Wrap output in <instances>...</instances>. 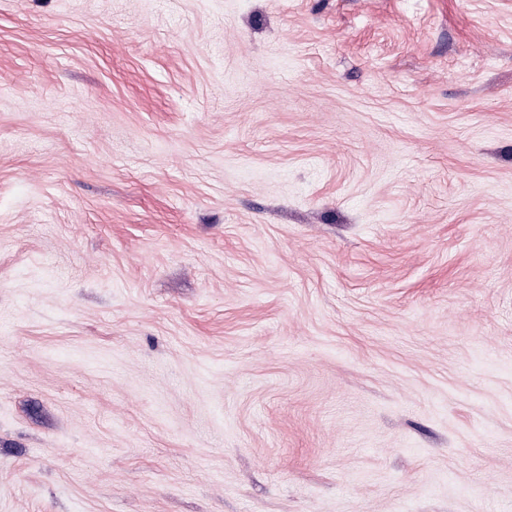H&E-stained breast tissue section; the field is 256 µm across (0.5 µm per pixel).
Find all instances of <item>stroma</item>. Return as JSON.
Returning <instances> with one entry per match:
<instances>
[{"instance_id":"stroma-1","label":"stroma","mask_w":512,"mask_h":512,"mask_svg":"<svg viewBox=\"0 0 512 512\" xmlns=\"http://www.w3.org/2000/svg\"><path fill=\"white\" fill-rule=\"evenodd\" d=\"M0 512H512V0H0Z\"/></svg>"}]
</instances>
